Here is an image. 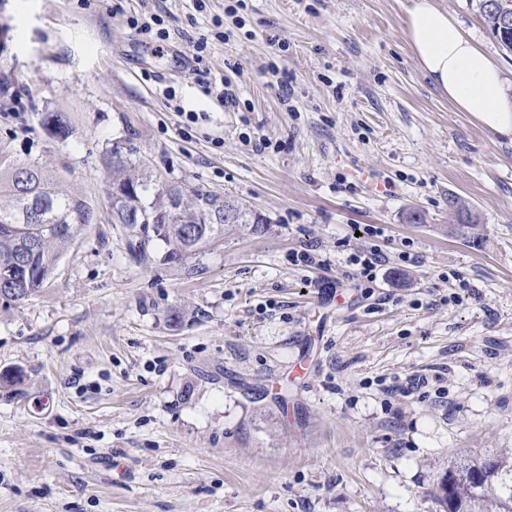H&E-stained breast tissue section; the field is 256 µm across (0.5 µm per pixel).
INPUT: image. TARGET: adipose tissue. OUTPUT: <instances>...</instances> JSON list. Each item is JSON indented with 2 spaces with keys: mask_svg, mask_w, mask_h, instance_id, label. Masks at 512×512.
I'll return each instance as SVG.
<instances>
[{
  "mask_svg": "<svg viewBox=\"0 0 512 512\" xmlns=\"http://www.w3.org/2000/svg\"><path fill=\"white\" fill-rule=\"evenodd\" d=\"M421 70L454 107L487 129L512 136V105L499 65L433 0H412L404 20Z\"/></svg>",
  "mask_w": 512,
  "mask_h": 512,
  "instance_id": "1",
  "label": "adipose tissue"
}]
</instances>
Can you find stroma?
I'll return each instance as SVG.
<instances>
[{
	"label": "stroma",
	"instance_id": "obj_1",
	"mask_svg": "<svg viewBox=\"0 0 512 512\" xmlns=\"http://www.w3.org/2000/svg\"><path fill=\"white\" fill-rule=\"evenodd\" d=\"M434 2L512 101V54L468 0ZM409 3L244 0L231 18L229 0H0L17 94L0 158L47 163L97 215L42 292L0 299V371L26 373L0 388V512H440L451 460L512 448V139L424 76ZM147 12L163 52L129 24ZM46 112L70 116L67 138ZM115 145L150 191L200 187L264 225H225L191 276L161 244L134 262L112 221ZM452 196L478 217L468 238ZM373 247L368 297L349 257ZM303 250L319 265L294 264Z\"/></svg>",
	"mask_w": 512,
	"mask_h": 512
}]
</instances>
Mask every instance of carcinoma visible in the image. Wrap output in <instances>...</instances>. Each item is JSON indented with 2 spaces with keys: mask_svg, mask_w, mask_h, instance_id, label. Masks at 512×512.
Wrapping results in <instances>:
<instances>
[{
  "mask_svg": "<svg viewBox=\"0 0 512 512\" xmlns=\"http://www.w3.org/2000/svg\"><path fill=\"white\" fill-rule=\"evenodd\" d=\"M491 35L500 46L512 51V0H470ZM56 137L69 133V118L61 112L42 116L44 128L51 121ZM112 176V218L131 231L128 250L141 263L151 259L152 242L167 248L164 260L187 265L195 254L224 239V210L239 214L238 224L256 229L266 223L254 211L240 207L226 197L201 189L183 191L168 185L159 189L147 203L148 184L135 164L115 145L107 155ZM40 208L41 220H29L32 207ZM456 224L453 230L465 234V228L477 222L471 208L457 199L448 200ZM140 210L161 213L160 224H134L132 216ZM95 212L82 197L59 190L56 176L41 164L0 161V299L20 302L39 293L53 278L62 255L77 236L94 223ZM434 497L443 512H512V451L503 448L496 455L465 456L448 465V472L437 484Z\"/></svg>",
  "mask_w": 512,
  "mask_h": 512,
  "instance_id": "carcinoma-1",
  "label": "carcinoma"
}]
</instances>
